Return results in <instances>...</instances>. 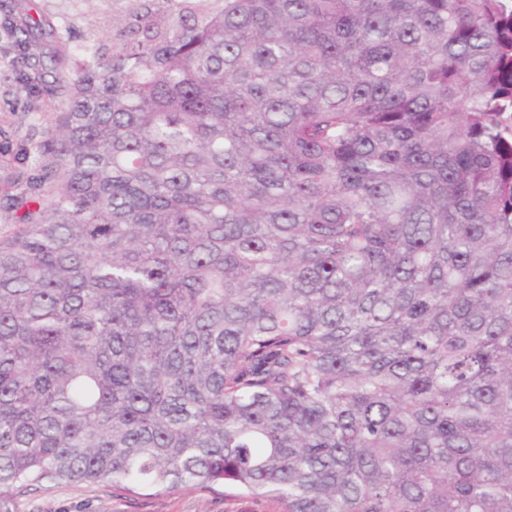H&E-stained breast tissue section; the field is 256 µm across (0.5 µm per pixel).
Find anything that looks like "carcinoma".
Returning <instances> with one entry per match:
<instances>
[{
    "instance_id": "obj_1",
    "label": "carcinoma",
    "mask_w": 512,
    "mask_h": 512,
    "mask_svg": "<svg viewBox=\"0 0 512 512\" xmlns=\"http://www.w3.org/2000/svg\"><path fill=\"white\" fill-rule=\"evenodd\" d=\"M105 24L0 236V512L45 480L512 512V0Z\"/></svg>"
}]
</instances>
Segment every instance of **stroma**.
I'll return each instance as SVG.
<instances>
[{"mask_svg": "<svg viewBox=\"0 0 512 512\" xmlns=\"http://www.w3.org/2000/svg\"><path fill=\"white\" fill-rule=\"evenodd\" d=\"M76 18L78 35L102 33L112 0H0V235L22 212L11 200L21 187L40 184L41 151L56 113L69 102L64 78L74 67L75 42L32 35L19 46L24 19ZM17 512H276L264 499L229 498L192 487L131 497L111 484L46 482L20 495Z\"/></svg>", "mask_w": 512, "mask_h": 512, "instance_id": "1", "label": "stroma"}]
</instances>
